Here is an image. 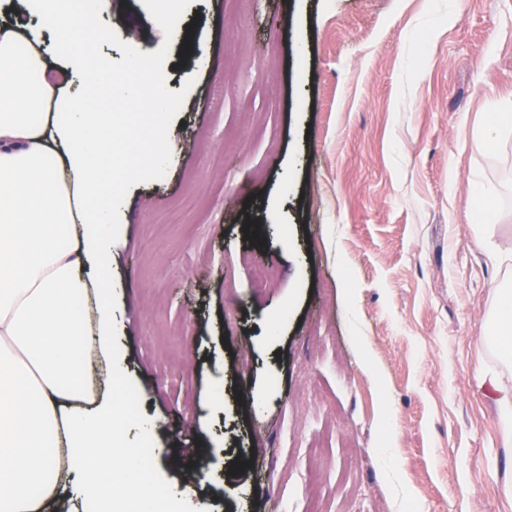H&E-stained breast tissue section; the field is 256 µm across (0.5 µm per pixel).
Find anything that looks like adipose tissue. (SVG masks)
<instances>
[{
  "instance_id": "adipose-tissue-1",
  "label": "adipose tissue",
  "mask_w": 512,
  "mask_h": 512,
  "mask_svg": "<svg viewBox=\"0 0 512 512\" xmlns=\"http://www.w3.org/2000/svg\"><path fill=\"white\" fill-rule=\"evenodd\" d=\"M59 19L58 40L91 41L92 26L72 34V0H22L25 21H0V504L7 512H43L62 489L56 474L69 462L76 488L100 500V512H149L143 466L124 444L125 416L94 386L88 348L112 369V311L96 304L93 328L73 310L88 293L85 271L106 279L112 208L122 181L112 174L113 140L128 138L112 114L63 92L73 75L104 84L101 65L75 51L50 67L32 20L47 8ZM27 43L18 53V43ZM112 96L148 100L152 125L147 163L163 154L167 93L149 81L108 85ZM506 274L482 338L512 362V257L496 254Z\"/></svg>"
}]
</instances>
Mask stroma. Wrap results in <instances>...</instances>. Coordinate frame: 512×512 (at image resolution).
<instances>
[{"mask_svg": "<svg viewBox=\"0 0 512 512\" xmlns=\"http://www.w3.org/2000/svg\"><path fill=\"white\" fill-rule=\"evenodd\" d=\"M112 79L176 106L113 209L114 344L95 363L145 483L206 512H512L481 342L512 253V0H98ZM254 220L257 239L243 232ZM272 266L265 288L253 265ZM244 456L243 470L229 463Z\"/></svg>", "mask_w": 512, "mask_h": 512, "instance_id": "1", "label": "stroma"}]
</instances>
